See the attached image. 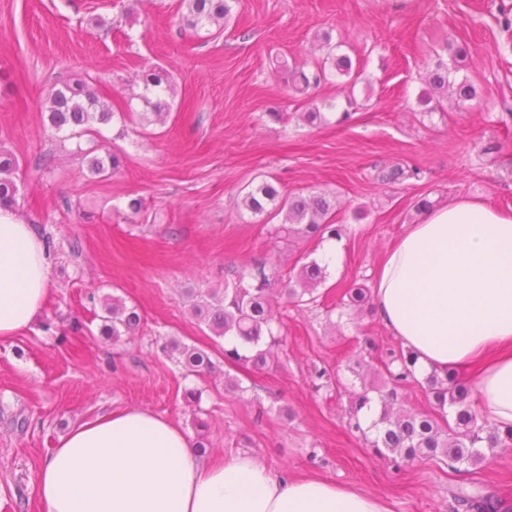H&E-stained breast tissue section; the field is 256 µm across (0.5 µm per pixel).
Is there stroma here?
Listing matches in <instances>:
<instances>
[{
    "label": "stroma",
    "mask_w": 512,
    "mask_h": 512,
    "mask_svg": "<svg viewBox=\"0 0 512 512\" xmlns=\"http://www.w3.org/2000/svg\"><path fill=\"white\" fill-rule=\"evenodd\" d=\"M185 11L181 0H0V151L19 161L18 215L54 240L36 322L0 341V512H41L40 462L70 427L120 408L190 434L206 420L209 459L251 453L293 477L361 489L390 512H457L448 494L455 485L479 487L512 510V451L461 474L429 461L397 467L345 430L346 397L313 387L314 369L343 372L349 338L395 346L376 316L287 308L285 342L255 376L257 393H227L220 377H184L160 350L176 338L223 364L222 342L189 315L186 289L223 287L227 269L257 260L291 269L290 249L260 235L237 207L252 179L336 195L348 231L325 285L331 292L373 283L387 248L420 219V197L439 206L469 195L511 210L512 28L503 22L512 0H240L224 29L203 38L183 25ZM327 35L361 82L348 89L333 77L294 93L284 62L314 65ZM448 40L467 44L460 73L479 96L427 116L418 104L423 76ZM148 65L167 68L178 85L166 122L145 127L131 93ZM87 77L126 115L95 143L97 154L122 157L107 179L90 175L46 112L52 90ZM315 106L326 123L297 120ZM395 164L416 177L375 181ZM134 197L143 202L137 214L128 208ZM112 295L143 316L139 332L117 342L99 334L101 300ZM189 389L196 403H186Z\"/></svg>",
    "instance_id": "35a3bbf8"
}]
</instances>
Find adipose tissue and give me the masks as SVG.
Returning a JSON list of instances; mask_svg holds the SVG:
<instances>
[{
    "label": "adipose tissue",
    "instance_id": "1",
    "mask_svg": "<svg viewBox=\"0 0 512 512\" xmlns=\"http://www.w3.org/2000/svg\"><path fill=\"white\" fill-rule=\"evenodd\" d=\"M34 225L0 207V340L26 332L48 295ZM372 310L421 372L468 377L473 409L512 427V212L463 197L425 211L386 252ZM42 512H390L376 496L294 479L240 453L212 463L168 419L117 409L82 422L40 463Z\"/></svg>",
    "mask_w": 512,
    "mask_h": 512
}]
</instances>
